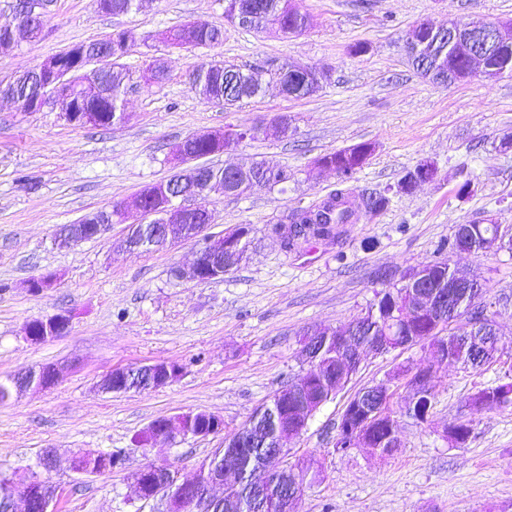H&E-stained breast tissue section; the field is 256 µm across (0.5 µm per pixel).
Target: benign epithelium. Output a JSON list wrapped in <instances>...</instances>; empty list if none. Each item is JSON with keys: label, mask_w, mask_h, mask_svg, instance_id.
Listing matches in <instances>:
<instances>
[{"label": "benign epithelium", "mask_w": 512, "mask_h": 512, "mask_svg": "<svg viewBox=\"0 0 512 512\" xmlns=\"http://www.w3.org/2000/svg\"><path fill=\"white\" fill-rule=\"evenodd\" d=\"M7 32L0 36V50L18 45L19 38L29 37L28 27L23 24L7 23ZM448 42V50L453 56L466 62L468 70L476 72L485 80L501 78L507 68L490 64L500 48L512 45V26L483 20H450L445 27L431 22L418 23L407 34L406 43L417 50L429 42ZM76 67H64L57 56L46 58L35 71L50 74V80L38 88L37 94L25 98H11L16 108L22 112H40L46 108L60 107L65 118L72 124L98 126L99 114L82 110L87 100L99 95L96 80L98 71L112 65V56L92 55L86 52L78 54ZM203 139L213 145L221 146L229 152L236 148L243 139L237 128L224 129L219 132H203L189 136V140ZM187 140V141H189ZM187 141L178 143L174 156L182 169L176 174V181L166 180L150 185L144 193L136 196L132 204H123L120 210L125 222L131 224V234L125 240L128 248L148 251L164 244L196 238L201 235L205 225L195 227L191 235H186V222L191 212L197 209L199 195L187 187L196 177L199 169L196 160L187 153ZM99 212L94 211L78 224H66L60 228L55 241L60 248H72L85 241L82 225L95 231V236L103 234L108 225L98 223ZM463 232L468 234L480 248L492 246V251H507L512 248V228L497 230L495 238H485L480 229L467 225ZM251 230L232 228L219 238L205 242L197 253L193 263L187 267H176V275L186 281L202 283L224 278L238 265V260L245 257ZM472 279L460 274L456 269L448 268V275L440 280L431 276L430 269L415 267L407 270L396 283L398 288H408L413 295V302L399 309L392 304L382 308V319L389 325L406 328L416 319L428 322L430 331L422 339L402 341L398 347L421 345L431 353L438 362L448 361V337L442 335L441 329L461 316L470 319L469 325L486 324L493 326L492 315L488 307L471 301L463 304L464 297L459 289L471 288ZM40 333L34 334V322H29L27 336L32 340L52 339L67 325L68 315L57 313L40 319ZM354 324L339 329H316L306 336L303 344L305 360L310 371L277 390L270 402L258 409L246 423L240 427L235 436L224 440V447L215 451L200 468L197 478L190 482L176 483L170 469L164 466L148 465L138 474L136 493L144 501L158 497L165 499L169 512H237L242 504L241 489L255 480L250 475L249 467L242 463L248 452L245 444L248 435L257 422H262L273 442L270 449L263 454L261 471L263 475L280 479V509L295 512L297 501L301 497L303 484L300 474L306 466L300 461L286 464L291 446L307 430L309 420L319 406L306 401V394L316 383L339 390L358 369L362 352L370 350L375 353H387L395 350L384 339L364 343L354 336ZM336 348L337 355L343 363L344 374L339 381L325 379L327 365L321 360V354L327 347ZM181 368L167 362L141 365L137 368H116L100 383L104 390L121 393L130 386L133 374L139 372L142 379L137 387L159 388L173 383L180 375ZM58 378L53 366L26 372L10 380L13 391H23L30 387L49 388ZM406 388V413L416 420L423 418L417 411L418 405L432 389L431 374L418 371L403 376ZM390 417V437L396 438L397 420L391 417L387 400L379 401L366 390L354 395L349 401L338 425V431L346 437V446L354 448L373 447L369 436L370 426L384 417ZM185 415L165 419L161 437L174 439L185 436L188 428L184 424ZM123 464V457L100 456L98 453H79L71 461L72 469L83 475L110 472ZM216 484L224 485V496L215 498L210 495V488ZM17 489L8 496L0 497V508L13 512L14 498L24 503L23 512H54L53 493L51 490L41 496L27 491L28 481L15 483Z\"/></svg>", "instance_id": "1"}]
</instances>
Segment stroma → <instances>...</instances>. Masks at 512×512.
I'll return each mask as SVG.
<instances>
[{
    "label": "stroma",
    "mask_w": 512,
    "mask_h": 512,
    "mask_svg": "<svg viewBox=\"0 0 512 512\" xmlns=\"http://www.w3.org/2000/svg\"><path fill=\"white\" fill-rule=\"evenodd\" d=\"M311 23L285 37L226 22L224 0H148L137 11L107 15L94 0H53L41 40L0 51V81L32 69L76 43L127 31L124 64L140 76L127 97L124 123L80 127L62 112H22L0 98V378L45 365L57 383L29 389L0 404V472L21 481L45 451L56 466L46 477L57 512H166L164 503L138 500L136 477L148 464L179 480L223 447L289 379L306 371L305 335L342 327L364 315L375 294L408 269L449 260L478 275L483 302L492 306L503 345L500 362L476 370L435 363L415 345L364 354L349 383L323 404L290 450L313 461L296 512H512V410L473 412L465 401L484 387L512 382V252L487 256L447 249L457 225L493 220L512 226V76H474L438 84L406 55L405 36L417 23L512 19V0H295ZM187 23L223 28L222 42L192 49L162 40ZM367 43L366 54L351 53ZM168 68L163 83L147 82L153 61ZM314 67L329 81L312 96L288 97L276 86L232 108L207 103L190 89L198 65L223 63L273 69L282 62ZM287 114L291 136L273 134L242 143L225 161L266 160L285 168L283 188H258L240 197L214 192L205 200L212 219L205 233L219 237L246 224L248 257L223 279L193 283L175 267L189 265L203 245L190 239L147 253L125 248L128 227L70 249L55 237L63 225L130 201L145 185L171 177V150L200 131L256 125ZM360 142L376 146L351 182L353 205L363 193L387 191L391 204L376 215L339 227L332 241L285 247L275 231L298 206L318 204L340 186L332 171L311 173L315 158ZM433 162V180L400 191L407 171ZM469 194H460L463 185ZM53 276L33 293L31 280ZM64 312L66 334L30 341L33 319ZM154 362L181 366L173 383L111 393L99 382L115 368ZM431 369L433 405L427 421L405 413L399 369ZM389 385L400 445L384 454L361 448L336 452V433L350 398ZM207 412L224 421L206 438L139 436L160 417ZM472 420L465 445L449 444L445 427ZM78 451H119L121 468L78 475Z\"/></svg>",
    "instance_id": "35a3bbf8"
}]
</instances>
